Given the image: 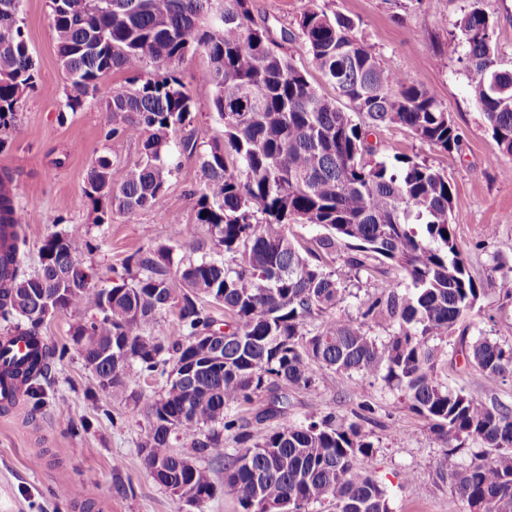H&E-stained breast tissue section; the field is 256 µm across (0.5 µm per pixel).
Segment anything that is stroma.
<instances>
[{
    "label": "stroma",
    "instance_id": "35a3bbf8",
    "mask_svg": "<svg viewBox=\"0 0 512 512\" xmlns=\"http://www.w3.org/2000/svg\"><path fill=\"white\" fill-rule=\"evenodd\" d=\"M317 7L352 18L358 38L386 66L434 92L462 131V149L451 154L396 126L380 129L370 141L377 148L376 160L388 162L394 155L408 154L447 175L454 186L457 242L480 287L479 300L465 320L468 333L493 337L512 331V297L506 295L512 289V179L502 174L512 158L502 153L469 98L465 61L455 57L443 66L436 62L469 0H251L253 18L268 28L275 50L291 57L309 81L329 95L332 87L323 82L298 38L301 16ZM483 7L494 25L498 60L510 69L512 0H483ZM19 23L35 63L37 87L25 95L8 145L0 150V171L14 176L17 214L28 240L24 270L37 267L44 237L70 224L83 225L89 237L100 242V249L86 261L104 282L121 274L125 259L134 252L169 244L174 225H181L188 238L206 236V226L196 221V194L204 184L205 156L213 143L224 139V125L212 108L213 89L200 80L210 66L208 56L199 51L178 66L195 112L189 130H177L172 139L178 142L192 134L195 150L178 154V168L152 208L115 211L100 224L84 194L92 162L110 155L112 182L120 184L126 171L141 161L142 145L137 140L106 141V112L101 104L87 103L74 111L66 107V79L49 0H22ZM389 284L402 290L408 286L403 273L391 264L360 273L359 296L348 299L342 313L358 317L359 298L381 296ZM447 360L440 373L443 382L512 407V379L488 390L462 357L451 352ZM164 386V378H144L130 385L126 401H113L73 354L53 367L40 410L25 403L0 406V512H73L69 498L61 494L67 484L85 486L91 512H242L224 485L222 469L214 470L215 495L200 509L179 501L151 478L141 451L150 430L144 399ZM266 404L262 395L238 411L251 421L258 437L282 419L299 423L312 411L349 419L360 406H369L363 428L378 440L379 450L361 460L360 467L387 489L391 512H467L464 501L435 482L433 462L440 448L426 419L380 381L363 378L354 385L323 372L317 393L289 392L282 419L254 423L255 414ZM82 419L90 423L87 432L71 435V424ZM407 472L414 475V482H404Z\"/></svg>",
    "mask_w": 512,
    "mask_h": 512
}]
</instances>
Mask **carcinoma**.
<instances>
[{"mask_svg":"<svg viewBox=\"0 0 512 512\" xmlns=\"http://www.w3.org/2000/svg\"><path fill=\"white\" fill-rule=\"evenodd\" d=\"M21 0H0V128L15 126L18 104L36 88L35 64L19 25ZM472 0L448 39V51L469 67V97L483 112L501 151L512 157V70L498 67L493 23ZM54 40L68 83L66 107L100 101L108 113L105 139L142 143L141 162L112 185V160L98 157L85 194L100 213L152 207L177 169L171 133L192 123L194 103L174 65L201 50L210 67L202 81L213 88L212 108L224 124V143L203 162L197 223L209 236L189 243L200 254L173 266V250L139 251L124 274L104 289L84 255L99 249L72 224L45 237L39 268L25 272L27 238L12 234L0 251V321L37 344L46 300L78 318L72 347L33 351L11 371L27 385L33 408L42 382L70 352L95 364L99 386L127 399L141 377L175 371L200 353L199 336L222 346L224 365L179 383H166L146 400L150 420L141 450L151 477L200 508L213 498L211 464L224 466V482L243 512H310L334 501L336 512H390L386 490L357 467L377 447L356 422L314 413L299 424L282 422L258 441L233 412L269 395L261 417L288 406V391H317V373L343 382L372 377L430 423L441 452L437 482L463 500L468 512H512V408L479 399L441 381L437 367L448 345L460 349L486 389L512 377V344L488 336L453 337L474 310L480 288L467 270L452 222L454 189L423 161L397 154L373 159L369 136L399 126L444 151L460 150L463 136L443 102L429 89L383 65L357 38L352 19L322 9L305 12L298 38L336 95L319 93L293 61L271 47L269 29L255 23L251 0H50ZM163 67L154 78L149 68ZM135 74L131 87L101 93L111 71ZM349 103V109L341 101ZM360 121H355L353 115ZM324 230L320 251L344 247L350 270L386 260L412 288L362 300L360 321L336 314L349 297L348 279L301 255L290 225ZM19 225L12 196L0 195V226ZM224 308L217 327L210 304ZM92 306L96 314L87 318ZM176 310L168 336L152 329ZM387 312L397 324L386 339L366 329ZM315 327H310L312 322ZM239 449L224 452V432ZM183 449H172V440ZM475 443L482 452L466 462Z\"/></svg>","mask_w":512,"mask_h":512,"instance_id":"cac0c4a2","label":"carcinoma"}]
</instances>
